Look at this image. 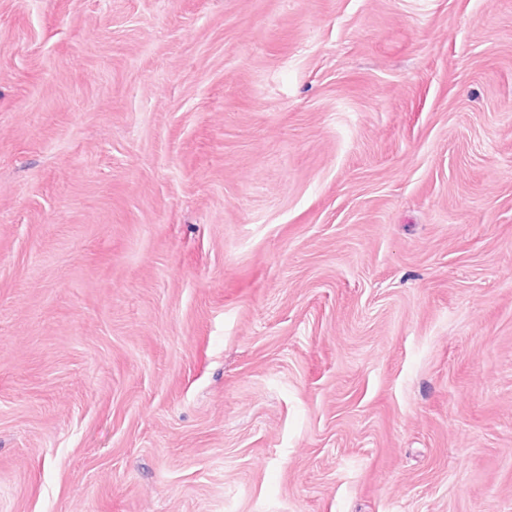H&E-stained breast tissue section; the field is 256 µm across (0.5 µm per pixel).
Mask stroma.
Returning <instances> with one entry per match:
<instances>
[{
	"mask_svg": "<svg viewBox=\"0 0 512 512\" xmlns=\"http://www.w3.org/2000/svg\"><path fill=\"white\" fill-rule=\"evenodd\" d=\"M0 512H512V0H0Z\"/></svg>",
	"mask_w": 512,
	"mask_h": 512,
	"instance_id": "35a3bbf8",
	"label": "stroma"
}]
</instances>
